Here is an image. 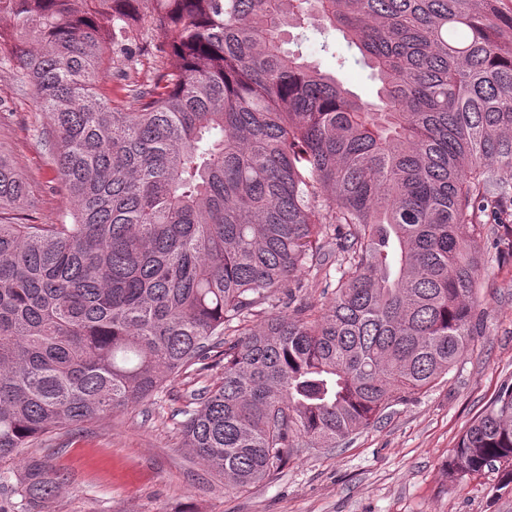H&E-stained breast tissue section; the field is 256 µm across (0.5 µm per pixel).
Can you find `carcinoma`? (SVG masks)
I'll return each instance as SVG.
<instances>
[{"label":"carcinoma","mask_w":512,"mask_h":512,"mask_svg":"<svg viewBox=\"0 0 512 512\" xmlns=\"http://www.w3.org/2000/svg\"><path fill=\"white\" fill-rule=\"evenodd\" d=\"M1 14L0 63L30 84L74 209L13 221L26 182L0 157V460L152 403L218 350L223 377L187 396L180 438L241 489L464 357L483 323L478 240L512 203V0H0ZM310 30L340 70L329 35L358 50L373 98L286 48ZM146 41L160 65L124 112L101 84ZM492 467L512 485V382L447 465L453 480ZM65 483L33 456L15 493L45 512Z\"/></svg>","instance_id":"obj_1"}]
</instances>
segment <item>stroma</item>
Masks as SVG:
<instances>
[{"label": "stroma", "mask_w": 512, "mask_h": 512, "mask_svg": "<svg viewBox=\"0 0 512 512\" xmlns=\"http://www.w3.org/2000/svg\"><path fill=\"white\" fill-rule=\"evenodd\" d=\"M310 35L299 49L322 70L369 98L376 83L355 64L356 49L337 40V54L350 64L337 69L335 56ZM157 65L143 53L128 73L105 79L102 90L133 112L137 100L123 87L146 80ZM43 121L32 89L15 63L0 64V153L20 172L28 194L21 217L56 224L73 209L54 181ZM483 266L477 297L483 330L457 367L434 387L389 408L382 418L333 448H300L264 482L228 490L181 445L187 391L217 384L220 369L183 374L167 383L150 408L126 410L55 435L34 453L68 480L49 512H512V487L501 488L497 471L486 469L450 480L448 460L469 424L504 382H512V243L486 230L479 242ZM29 449L0 461V504L14 508L10 492Z\"/></svg>", "instance_id": "obj_1"}]
</instances>
